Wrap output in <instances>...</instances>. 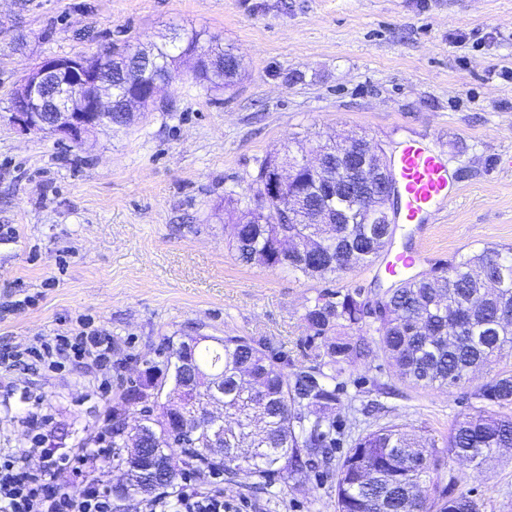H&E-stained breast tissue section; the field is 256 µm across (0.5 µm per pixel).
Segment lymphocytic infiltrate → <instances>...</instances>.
Returning a JSON list of instances; mask_svg holds the SVG:
<instances>
[{"label": "lymphocytic infiltrate", "instance_id": "f902f5d3", "mask_svg": "<svg viewBox=\"0 0 512 512\" xmlns=\"http://www.w3.org/2000/svg\"><path fill=\"white\" fill-rule=\"evenodd\" d=\"M112 350L111 336L83 325L71 335L13 351L11 359L17 366L32 363L56 371L66 361L103 365L111 361ZM43 403L38 395L31 401L24 448L0 452V512H114L112 474L101 466L103 449L82 442L55 447L48 417L40 412ZM71 474L81 477L80 491L67 487ZM197 479L195 471H186L172 490L147 499L143 512H224L220 488H201Z\"/></svg>", "mask_w": 512, "mask_h": 512}]
</instances>
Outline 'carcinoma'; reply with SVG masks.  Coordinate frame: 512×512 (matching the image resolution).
Here are the masks:
<instances>
[{
  "label": "carcinoma",
  "instance_id": "cac0c4a2",
  "mask_svg": "<svg viewBox=\"0 0 512 512\" xmlns=\"http://www.w3.org/2000/svg\"><path fill=\"white\" fill-rule=\"evenodd\" d=\"M192 31L178 37V47L153 44L149 61L111 47L102 70L112 80L115 94L132 93L147 101L149 83L164 76L180 77L177 53L196 56L195 83L210 90L233 86L241 75V62L221 43H201ZM279 155H268L251 179L253 196L261 192L268 170ZM332 205L347 211L349 225L322 224L319 212L301 210L294 215L269 204L263 224L232 225V249L238 260L275 269L280 262L281 236L318 237L326 244L320 253L288 263V270L323 280L343 276L340 259L352 265H371L387 248L375 225L365 223L356 201L343 197ZM512 247L487 246L480 252L445 264L454 272L452 287H437L434 273L401 278L384 288L374 300L380 315L371 319L361 301L363 289L347 288L319 295L304 314L310 332L313 365L288 371V358L265 343L244 336H214L191 351L200 373L224 369V414L219 427L205 418L211 400L203 379L193 382L195 394L183 400L180 388L181 351L187 336L171 349L163 367L149 365L137 384L118 388L112 399V456L106 464L127 466L119 449L125 438L147 424L158 433L154 457L160 459L176 447L191 463L209 466L218 457L224 471L251 476L278 475L288 480L307 467L331 465L329 450L336 447L334 415L341 409L336 379L356 361L380 356L395 375L413 387H453L463 374L491 370L512 357V328L493 327L499 305L512 306ZM502 271L508 287L481 303L469 302L475 286L469 274L477 266ZM351 330L354 336L340 332ZM169 392H164L166 385ZM153 404L130 415L128 405L144 395ZM166 402H159L161 395ZM486 405L456 420L444 445L405 424H390L359 434L340 456L335 468V512H433L435 501L448 498L441 512H483L470 493L456 491V483L439 489L430 474L448 456L479 469L501 448H512V416L497 407L512 405V370H500L474 392ZM184 402L196 416V431L176 430L168 418L171 403Z\"/></svg>",
  "mask_w": 512,
  "mask_h": 512
}]
</instances>
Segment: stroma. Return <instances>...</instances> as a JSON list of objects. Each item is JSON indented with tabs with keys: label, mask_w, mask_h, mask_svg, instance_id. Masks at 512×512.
Segmentation results:
<instances>
[{
	"label": "stroma",
	"mask_w": 512,
	"mask_h": 512,
	"mask_svg": "<svg viewBox=\"0 0 512 512\" xmlns=\"http://www.w3.org/2000/svg\"><path fill=\"white\" fill-rule=\"evenodd\" d=\"M196 30L233 47L241 78L207 91L190 77L161 87L146 119L104 127L73 148L25 132L7 114L21 76L48 57L163 42ZM367 135L397 157L418 141L442 155L458 196L341 279L306 278L235 259L224 198L248 194L267 154ZM512 0H0V348L70 334L79 321L112 338L122 379L162 362L171 342L247 336L310 366L303 315L324 290L388 287L386 264L419 250L405 275L491 245L512 246ZM463 386L411 388L386 359L342 374L340 448L359 433L406 424L444 444L480 406ZM97 372L47 375L0 363V448H21L26 393L43 396L57 443L96 435L107 417ZM458 479L484 512H512V449ZM226 512H335L334 478L306 470L220 479Z\"/></svg>",
	"instance_id": "obj_1"
}]
</instances>
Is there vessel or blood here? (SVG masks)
<instances>
[{"instance_id": "b4317fda", "label": "vessel or blood", "mask_w": 512, "mask_h": 512, "mask_svg": "<svg viewBox=\"0 0 512 512\" xmlns=\"http://www.w3.org/2000/svg\"><path fill=\"white\" fill-rule=\"evenodd\" d=\"M393 171L400 188L399 215L405 223H424L434 207L453 195L443 159L418 143L402 148Z\"/></svg>"}]
</instances>
